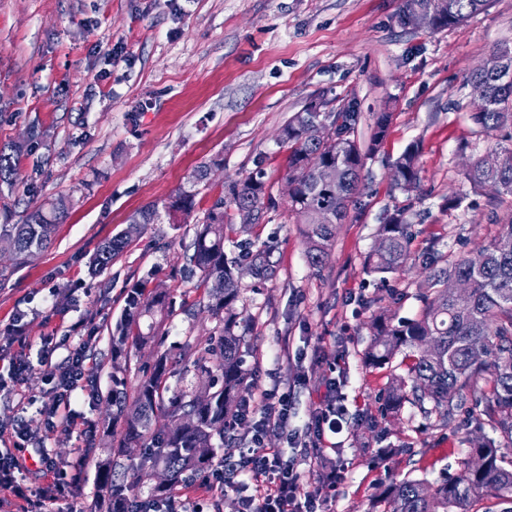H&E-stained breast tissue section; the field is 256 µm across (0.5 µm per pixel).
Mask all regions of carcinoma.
I'll return each mask as SVG.
<instances>
[{
	"label": "carcinoma",
	"mask_w": 512,
	"mask_h": 512,
	"mask_svg": "<svg viewBox=\"0 0 512 512\" xmlns=\"http://www.w3.org/2000/svg\"><path fill=\"white\" fill-rule=\"evenodd\" d=\"M492 0H402L397 21L412 25L414 15L431 17V30L459 26L488 9ZM469 87L481 93L471 99V118L493 145L471 157L464 179L474 192L494 187L500 202H512V45H496L483 65L470 72ZM390 115H377L372 151L383 140ZM357 112L352 102L335 112L321 111L310 103L293 113L281 128L282 145L288 148V175L296 181L290 211L303 225L310 268L322 270L349 204L359 191L363 158L356 137ZM324 123L341 147L323 146L309 136L314 124ZM419 146L407 149L395 162L394 185L411 193L419 187ZM17 149H0V185L12 188L16 179ZM222 164L214 158L196 167L171 197L167 206L187 220L196 210L198 186L208 185L209 167ZM336 171L334 182L325 184V167ZM265 173L258 167L242 179L222 185L186 246L191 270L199 274L197 288L203 300L182 301L180 309L208 312L214 322L210 335L186 342L178 352L156 355L142 371L134 394L128 391V347L158 344V328L175 312L171 290L154 283L149 273L127 293L121 318L111 330L112 390L106 399L112 419L124 423V436L103 448L98 462V494L90 512H178L181 490L220 460L215 448L224 447V425L246 403L249 388L245 368L247 322L237 312L242 281L240 265L254 268V279H273L278 270L275 247L239 244L229 256L224 239L234 230L233 212L243 206L256 210L260 223L269 200ZM71 207V198L60 195L49 209L30 210L23 222L0 224V244L15 259L46 248L58 224ZM315 210L324 223H310ZM158 207L148 205L135 212L131 224H157ZM410 225L405 209L386 215L378 228V243L371 254L370 270L393 274L406 262ZM132 243L121 233L101 242L92 265L102 271ZM433 268L422 296L424 308L414 319H396L386 313L376 317L374 338L366 357L371 365H385L405 351L407 376H395L385 393L383 415H397L407 403L428 419L446 427L462 408L463 395L486 417L497 438H486L459 461L458 471L431 482L406 478L393 482L372 504V512H474L481 497H492L512 512V458L502 449L512 447V218L499 234L476 253L464 257L443 256ZM461 278L469 292L458 296L448 291V280ZM175 383H170L171 379ZM164 469L168 480L154 481Z\"/></svg>",
	"instance_id": "carcinoma-1"
}]
</instances>
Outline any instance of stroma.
Returning a JSON list of instances; mask_svg holds the SVG:
<instances>
[{
	"instance_id": "stroma-1",
	"label": "stroma",
	"mask_w": 512,
	"mask_h": 512,
	"mask_svg": "<svg viewBox=\"0 0 512 512\" xmlns=\"http://www.w3.org/2000/svg\"><path fill=\"white\" fill-rule=\"evenodd\" d=\"M401 0H0V147L23 143L17 189L0 197L12 223L61 194L74 205L51 244L13 265L0 281V326L21 319L26 344L0 333V351L32 364L24 394L34 402L27 426L66 464L77 481L69 495L84 512L97 494V457L123 431L106 423L112 381L110 333L127 291L147 272L156 282L200 297L184 252L201 212L186 224H152L98 274V244L124 231L130 215L163 205L201 163L220 156L212 183L263 167L271 202L261 225L234 231L224 243L274 242L279 268L260 283L243 280L237 310L248 323L245 367L253 386L290 393L285 427L270 429L269 447L294 463L304 488L317 484L321 464L341 465L345 478L329 491L324 512H368L390 483L455 473L476 439L492 436L462 409L445 427L412 405L397 418L380 408L400 360L373 367L365 353L378 312L420 314L433 261L475 253L512 217V205L472 192L463 178L474 149L490 140L471 119L466 78L497 44L512 42V0L466 23L439 31L401 27ZM336 110L354 100L357 137L368 146L375 115L387 112V136L364 158L360 190L321 272L308 265L302 227L288 210V150L280 128L308 102ZM419 144L417 192L396 189L392 165ZM463 195L460 207L447 204ZM406 208L408 258L388 277L369 270L377 231L387 214ZM207 314H174L160 329L163 346L179 348L208 335ZM91 339L94 397L73 407L88 433L47 431L37 405L53 385L38 362L41 340ZM335 382L343 413L326 434L321 461L288 445L307 434L327 382Z\"/></svg>"
}]
</instances>
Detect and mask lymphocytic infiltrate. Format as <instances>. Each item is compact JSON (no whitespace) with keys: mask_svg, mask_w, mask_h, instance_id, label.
<instances>
[{"mask_svg":"<svg viewBox=\"0 0 512 512\" xmlns=\"http://www.w3.org/2000/svg\"><path fill=\"white\" fill-rule=\"evenodd\" d=\"M41 366L47 367L54 381L51 402L43 408L49 418V428L57 425L74 426L76 413L71 408L72 398L81 390L84 381L94 376L88 361L86 343L72 349L63 366L52 364L55 351L52 337L42 340ZM288 397L277 389L259 388L258 400L246 404L243 416L253 418V434L238 450L237 456L225 457L216 463L205 478L214 488L234 487L239 477L245 476L256 484L255 494L242 500V512H317L320 489L303 490L299 474L292 462L285 460L280 449L264 444L267 430L281 426L288 420ZM34 454L42 472L43 482L26 484L23 474L27 470L26 456ZM26 452L23 444H16L14 451L0 453V507L12 505L16 512H43L47 504L66 500L69 492L60 479L56 458L47 448L38 445L33 452Z\"/></svg>","mask_w":512,"mask_h":512,"instance_id":"obj_1","label":"lymphocytic infiltrate"}]
</instances>
